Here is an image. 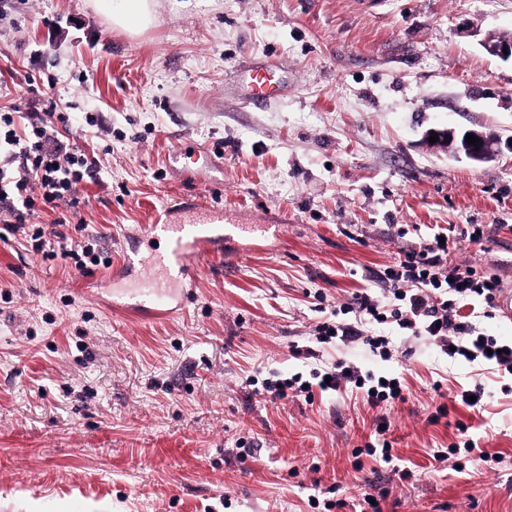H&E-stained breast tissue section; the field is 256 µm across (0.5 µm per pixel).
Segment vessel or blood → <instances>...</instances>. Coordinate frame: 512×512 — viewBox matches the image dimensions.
<instances>
[{
    "instance_id": "obj_1",
    "label": "vessel or blood",
    "mask_w": 512,
    "mask_h": 512,
    "mask_svg": "<svg viewBox=\"0 0 512 512\" xmlns=\"http://www.w3.org/2000/svg\"><path fill=\"white\" fill-rule=\"evenodd\" d=\"M282 90L268 67H258L249 76L247 102L259 107L278 96ZM224 214L212 210L202 219H172L150 225L147 237L150 245L146 251L134 253L126 266L114 269L113 281L129 276V270L138 266L148 275L135 287L138 300L131 309L145 319L171 314L184 303L185 290L192 286L201 258L224 250V233L232 231L240 237L261 234L279 237L277 224H237L224 229Z\"/></svg>"
}]
</instances>
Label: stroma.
Wrapping results in <instances>:
<instances>
[{"label":"stroma","mask_w":512,"mask_h":512,"mask_svg":"<svg viewBox=\"0 0 512 512\" xmlns=\"http://www.w3.org/2000/svg\"><path fill=\"white\" fill-rule=\"evenodd\" d=\"M132 35L94 0H14L0 16V107L11 74L57 78L59 104L92 115L73 127L99 154L103 184L84 183V235L120 265L186 195L233 224H279L278 239L244 242L234 261L202 260L183 308L139 322L109 306L108 268L83 276L45 261L0 227V512H324L310 496L339 483L361 503L389 489L381 512H512V379L454 362L392 331L394 357L361 345L323 350L402 376L406 402L385 409L402 483L351 451L380 412L359 394L272 404L244 383L306 363L319 303L345 302L394 265L418 236L451 224H494L456 238L453 262L512 283V148L475 165L429 147L432 128L512 139V61L480 45L512 32V0H152ZM79 15L63 46L37 53L45 16ZM283 86L246 106L250 70ZM484 388L483 418L452 396ZM449 414L430 422L436 406ZM467 436L492 454H432ZM253 445L241 456L239 441Z\"/></svg>","instance_id":"stroma-1"}]
</instances>
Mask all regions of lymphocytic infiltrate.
<instances>
[{"label": "lymphocytic infiltrate", "mask_w": 512, "mask_h": 512, "mask_svg": "<svg viewBox=\"0 0 512 512\" xmlns=\"http://www.w3.org/2000/svg\"><path fill=\"white\" fill-rule=\"evenodd\" d=\"M18 93L15 103L0 113V215L43 259H63L83 275L110 266V256L96 242H74L62 230L68 216L78 215L86 204L78 184L101 183L99 158L65 137L75 118L61 111L54 78H28ZM44 214L51 215V222L37 223ZM457 233L476 239L484 230L452 225L402 247L396 264L376 277L373 287L353 293L315 326V347L291 344L292 357L314 358L318 346L341 342L362 344L387 361L392 357L389 341L376 329L394 325L412 337L432 339L450 359L479 361L512 377V342L478 332L466 312L477 303L485 317H493L502 281L477 263H449L446 239ZM245 383L273 403L293 398L310 403L316 392L345 389L362 392L373 409L406 399L403 377H382L341 359L306 374L274 373L262 380L251 375Z\"/></svg>", "instance_id": "obj_1"}]
</instances>
